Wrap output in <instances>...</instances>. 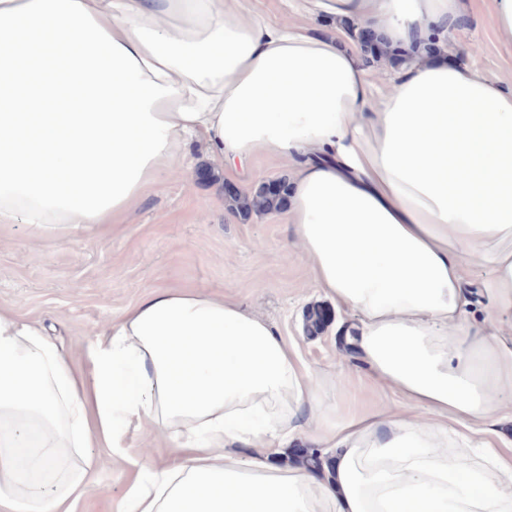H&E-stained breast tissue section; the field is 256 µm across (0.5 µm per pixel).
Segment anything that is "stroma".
I'll return each mask as SVG.
<instances>
[{
  "mask_svg": "<svg viewBox=\"0 0 512 512\" xmlns=\"http://www.w3.org/2000/svg\"><path fill=\"white\" fill-rule=\"evenodd\" d=\"M492 0H462L461 31L444 44L463 63L478 59L487 76L512 79V42L495 32ZM257 21L289 20L311 35L362 40L360 24L312 13L305 0H250ZM195 174L148 190L126 223L68 238L35 234L26 224L0 223V310L52 328L75 368L86 363V347L108 319H119L156 288L191 287L214 297L230 296L273 324L293 343L302 361L332 383L352 361L340 355L341 329H356L349 311L334 310L318 334L307 331L315 307L332 301L315 288L282 213L231 212L217 198L228 179L204 146L193 152ZM95 486L73 503L71 512H115L135 475L137 448L127 459L95 447Z\"/></svg>",
  "mask_w": 512,
  "mask_h": 512,
  "instance_id": "1",
  "label": "stroma"
}]
</instances>
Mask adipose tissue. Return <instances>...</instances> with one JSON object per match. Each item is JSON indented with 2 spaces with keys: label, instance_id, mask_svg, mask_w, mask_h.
Wrapping results in <instances>:
<instances>
[{
  "label": "adipose tissue",
  "instance_id": "obj_1",
  "mask_svg": "<svg viewBox=\"0 0 512 512\" xmlns=\"http://www.w3.org/2000/svg\"><path fill=\"white\" fill-rule=\"evenodd\" d=\"M313 5L392 49L463 23L460 0ZM194 139L240 191L254 154L291 162L283 217L359 320L362 399L230 297L144 295L80 373L0 311V512H69L92 443L123 459L148 427L170 454L141 453L117 512H512V86L445 50L380 84L362 45L244 0H0L1 224L123 223ZM300 443L334 449L327 476L273 464Z\"/></svg>",
  "mask_w": 512,
  "mask_h": 512
}]
</instances>
